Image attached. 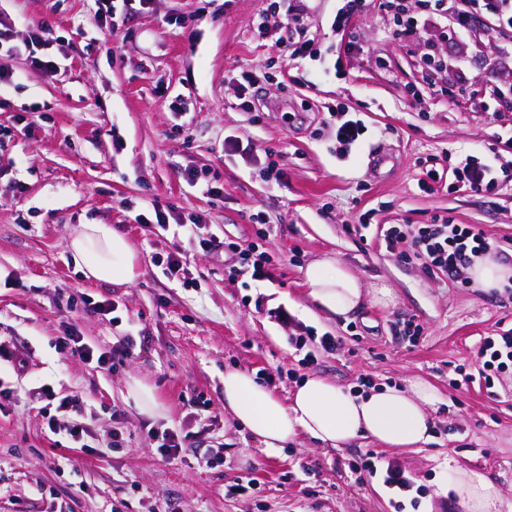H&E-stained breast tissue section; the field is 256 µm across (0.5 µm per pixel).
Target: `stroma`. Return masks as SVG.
<instances>
[{
  "instance_id": "1",
  "label": "stroma",
  "mask_w": 512,
  "mask_h": 512,
  "mask_svg": "<svg viewBox=\"0 0 512 512\" xmlns=\"http://www.w3.org/2000/svg\"><path fill=\"white\" fill-rule=\"evenodd\" d=\"M264 5L151 0L100 29L97 0H0L12 46L0 55L12 76L0 87V354L29 361L24 376L0 374L16 393L0 407V512H462L448 490L458 466L497 484V512H512V369L490 384L475 374L481 339L512 329V294L402 260L407 243L391 251L383 241L389 226L445 219L499 241L512 263V185L451 188L461 154L493 149L512 160L500 127L512 99L487 94L512 82V69L497 66L512 39L486 18L460 39L440 18L412 43L376 0L341 33L331 27L336 0H316L306 23L320 34L321 58L293 61L287 16L256 30ZM37 25L58 64L51 81L29 59ZM325 63L337 72L322 75ZM244 71L260 80L249 111L237 82ZM336 110L366 126L345 154L333 138ZM228 137L251 142L256 162L225 150ZM271 159L280 180L264 173ZM189 168L204 182L190 186ZM431 168L440 180L428 191L419 181ZM158 209L202 219L198 238L159 228ZM363 213L370 226L359 224ZM81 224H108L127 239L138 259L133 282L82 274L69 249ZM255 241L272 257L274 280L225 274V243ZM171 254L183 264L174 276L164 271ZM327 255L365 285H389L395 302L327 318L304 284L307 267ZM87 296L118 304L116 316L87 312ZM408 319L422 328L414 343L400 333ZM70 330L106 352L132 339L133 355L110 370L80 362L60 350ZM325 334L342 339L339 352L318 351ZM300 336L316 364H302ZM228 370L251 373L284 402L311 376L346 389L362 377L375 387L427 380L442 396L434 440L409 451L367 439L334 448L301 435L263 448L224 408ZM137 384L156 414L142 411ZM45 387L54 391L47 400ZM66 397L83 405L94 438L118 429L122 446L96 457L52 434L47 422L66 421ZM197 397L215 418L210 428L190 414ZM149 427L196 437L168 460ZM212 446L221 453L208 466L201 456ZM368 452L397 464L416 495L352 474L348 461Z\"/></svg>"
}]
</instances>
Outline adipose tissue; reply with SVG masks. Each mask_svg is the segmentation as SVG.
I'll list each match as a JSON object with an SVG mask.
<instances>
[{
  "mask_svg": "<svg viewBox=\"0 0 512 512\" xmlns=\"http://www.w3.org/2000/svg\"><path fill=\"white\" fill-rule=\"evenodd\" d=\"M69 249L87 278L119 284L135 277L132 248L110 225H80ZM305 284L316 308L335 319L348 318L367 302L385 307L394 301L389 285L365 287L348 266L329 256L307 268ZM439 400L435 386L420 378L403 387L356 393L311 377L285 404L248 372L224 374L225 407L239 426L267 448L284 447L303 433L335 448L367 437L386 448L417 451L433 440L430 411ZM449 489L464 512H490L500 498L495 483L466 469L451 472Z\"/></svg>",
  "mask_w": 512,
  "mask_h": 512,
  "instance_id": "1",
  "label": "adipose tissue"
}]
</instances>
